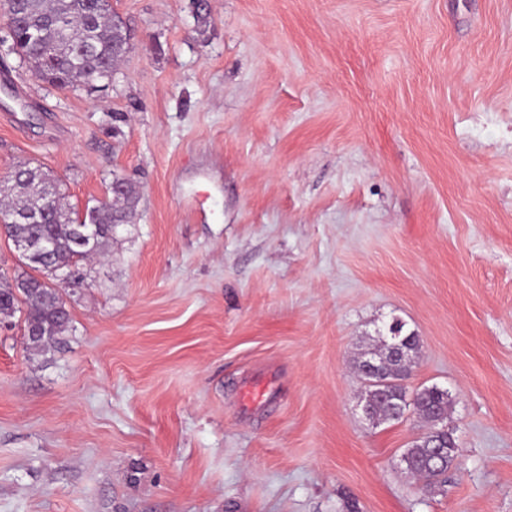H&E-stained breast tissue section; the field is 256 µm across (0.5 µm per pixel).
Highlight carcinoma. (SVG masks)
Masks as SVG:
<instances>
[{
	"mask_svg": "<svg viewBox=\"0 0 512 512\" xmlns=\"http://www.w3.org/2000/svg\"><path fill=\"white\" fill-rule=\"evenodd\" d=\"M24 19L14 23L13 38L18 52L30 65L34 75L60 89L92 85L110 80L119 62L130 49V35L126 30L112 29V13L106 8H95L89 0H23ZM17 181L0 183V215L12 221L22 211H50L49 224H16L15 237H50L55 249L50 262L30 264L35 274L23 272L20 277L30 283L22 292L8 280L0 282V317H11L26 307L25 336L27 349L39 352L56 343L69 329V311L62 308L57 290L48 287L42 276H50L49 266L58 264L78 268V263L100 254L101 247L113 238L115 224H129L139 201L137 185L130 194L120 196L108 207H89L84 223L98 224L101 233L95 245L81 247L72 238V225L77 223L74 211L65 202V194L40 169L28 164L18 166ZM403 347L408 355L403 359H389L388 349L380 345L365 354V359L380 362L389 379L405 378L406 360L415 359L421 350L420 337L413 332L403 333ZM409 392L397 385L387 396L370 403L372 416L377 421H399L411 410L430 424L426 436L405 449L402 461L406 470L419 476L426 488L442 483L445 474L457 459V448H449L448 434L438 417L448 415L452 401L436 385L419 389L412 402Z\"/></svg>",
	"mask_w": 512,
	"mask_h": 512,
	"instance_id": "obj_1",
	"label": "carcinoma"
}]
</instances>
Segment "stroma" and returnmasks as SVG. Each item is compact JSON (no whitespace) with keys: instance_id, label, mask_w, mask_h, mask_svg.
Here are the masks:
<instances>
[{"instance_id":"stroma-1","label":"stroma","mask_w":512,"mask_h":512,"mask_svg":"<svg viewBox=\"0 0 512 512\" xmlns=\"http://www.w3.org/2000/svg\"><path fill=\"white\" fill-rule=\"evenodd\" d=\"M112 0L132 47L55 89L6 44L0 176L132 223L0 322V512H512V0ZM401 320L448 388L457 465L425 491L355 366Z\"/></svg>"}]
</instances>
